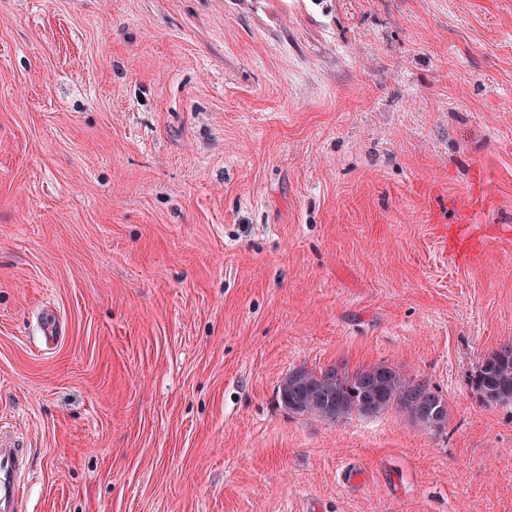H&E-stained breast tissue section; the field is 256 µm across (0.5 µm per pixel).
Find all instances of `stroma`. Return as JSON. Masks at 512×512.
Segmentation results:
<instances>
[{
    "label": "stroma",
    "instance_id": "1",
    "mask_svg": "<svg viewBox=\"0 0 512 512\" xmlns=\"http://www.w3.org/2000/svg\"><path fill=\"white\" fill-rule=\"evenodd\" d=\"M507 225L512 0H0L22 512H512ZM377 363L445 430L278 404ZM472 389L485 404H512V342L484 358L473 376Z\"/></svg>",
    "mask_w": 512,
    "mask_h": 512
}]
</instances>
